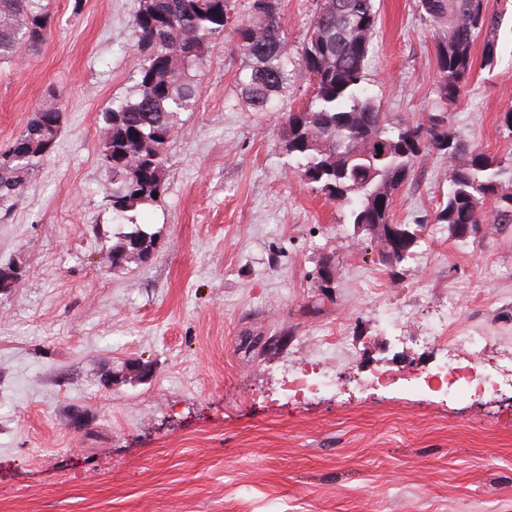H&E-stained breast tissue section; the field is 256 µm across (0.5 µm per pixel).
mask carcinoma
Wrapping results in <instances>:
<instances>
[{
    "label": "carcinoma",
    "mask_w": 512,
    "mask_h": 512,
    "mask_svg": "<svg viewBox=\"0 0 512 512\" xmlns=\"http://www.w3.org/2000/svg\"><path fill=\"white\" fill-rule=\"evenodd\" d=\"M237 0H140L132 22L138 54L136 83L102 114L98 159L110 173L112 220L129 231L112 244V269L146 263L154 236L137 223L139 207L165 191L167 150L184 112L196 109L198 81L211 47L232 35L234 48L248 64L237 76L240 93L254 109L265 110L283 95L288 65L310 75L306 104L285 114L284 151L300 178L327 199L349 209L355 227L376 224L388 237L395 190L411 177L419 155L434 149L448 156V193L434 223L466 241L493 220L512 224V159L504 161L455 138L448 129V107L457 104L474 66L475 40L485 35L484 59L496 54L501 18L486 11L485 0H418L423 17L446 24L436 42V94L443 111L420 122H395L367 94L365 70L373 52L378 22L375 0H317L303 41L291 50L281 23L279 0H251L252 19H238ZM52 0H0V61L17 49L42 46L52 33ZM61 107L48 99L0 156V206L20 195L26 177L56 141ZM382 151H377V148ZM493 203L492 214L484 206ZM400 225L401 238L389 242L382 257L401 263L414 256L418 228Z\"/></svg>",
    "instance_id": "obj_1"
}]
</instances>
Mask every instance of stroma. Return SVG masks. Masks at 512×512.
I'll return each instance as SVG.
<instances>
[{
    "instance_id": "stroma-1",
    "label": "stroma",
    "mask_w": 512,
    "mask_h": 512,
    "mask_svg": "<svg viewBox=\"0 0 512 512\" xmlns=\"http://www.w3.org/2000/svg\"><path fill=\"white\" fill-rule=\"evenodd\" d=\"M496 57L448 109L464 143L512 157V0ZM139 0H53L38 53L0 62V152L54 93L52 152L0 213V512H512V384L448 394V368L512 355V224L459 242L433 218L448 161L423 152L391 219L424 221L412 259L380 261L348 209L301 180L279 128L311 86L254 111L245 58L209 54L180 116L166 190L141 207L153 259L118 272L103 198L102 112L130 92ZM366 71L394 121L439 108L436 25L376 0ZM336 266L320 287L324 257ZM486 337L477 354L443 337ZM346 356L314 357L315 337ZM318 380L312 391L297 377ZM332 386H324V378Z\"/></svg>"
}]
</instances>
